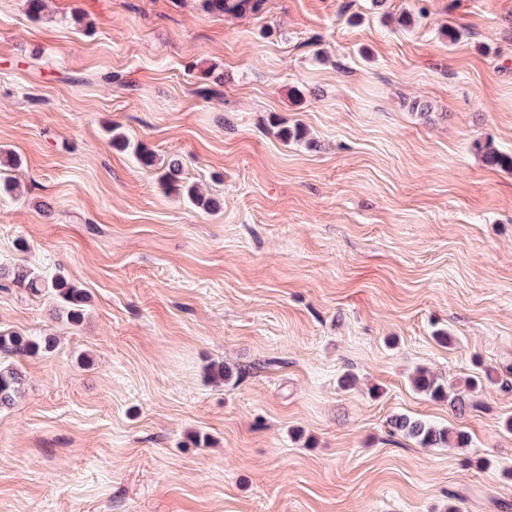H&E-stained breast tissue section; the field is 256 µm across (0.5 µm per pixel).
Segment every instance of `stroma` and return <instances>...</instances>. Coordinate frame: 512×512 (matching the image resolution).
<instances>
[{"label":"stroma","mask_w":512,"mask_h":512,"mask_svg":"<svg viewBox=\"0 0 512 512\" xmlns=\"http://www.w3.org/2000/svg\"><path fill=\"white\" fill-rule=\"evenodd\" d=\"M478 141L512 154V0H0V266L89 296L74 325L0 281V331L55 340L0 410V512H512V172ZM418 368L492 379L459 416ZM204 7L213 13L236 17L259 16L267 8L268 0H203ZM475 147L477 151L482 154V158L488 166L512 171V155L497 151L489 143L484 145L477 142ZM388 425L392 434H401L423 448H463L468 441V436L462 430L432 425L406 415L392 416Z\"/></svg>","instance_id":"stroma-1"}]
</instances>
